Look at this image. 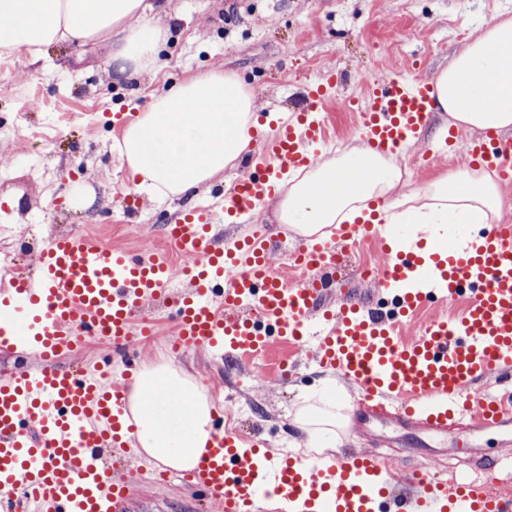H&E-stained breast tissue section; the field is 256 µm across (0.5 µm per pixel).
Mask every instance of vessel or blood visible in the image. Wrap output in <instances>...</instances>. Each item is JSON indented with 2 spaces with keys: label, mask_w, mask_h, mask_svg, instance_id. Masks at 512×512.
<instances>
[{
  "label": "vessel or blood",
  "mask_w": 512,
  "mask_h": 512,
  "mask_svg": "<svg viewBox=\"0 0 512 512\" xmlns=\"http://www.w3.org/2000/svg\"><path fill=\"white\" fill-rule=\"evenodd\" d=\"M336 88L326 72L301 111L261 133L257 172L240 177L224 197V217L244 222L277 196L284 179L312 164L329 138L321 114ZM359 134L370 148L397 151L416 141L432 120L429 79H376L351 100ZM470 161L512 185V137L493 133L465 145ZM215 214L194 209L169 225L168 240L188 265L177 286L166 262L131 254L98 237H50L35 255L33 274L0 289V352L29 361L0 372V512H123L136 446L128 384L107 364L63 367V358L98 341L119 349L157 333L154 306L176 318L184 348L211 358L265 353L273 342L311 345L320 363L358 392L354 425L389 418L428 435L460 423L474 431H512V400L477 388L478 380L512 371V225L495 224L472 248L406 247L384 224H341L335 234L304 242L290 256L298 275L275 269L274 242L263 234L219 246ZM376 241L386 259L373 280L393 297L383 313L347 300L336 311L323 299L336 274L338 245ZM455 306L419 333L403 327L432 303ZM474 467L496 473L512 455L487 458L469 450ZM388 459L363 449L318 467L298 454L244 445L215 421L208 451L186 472L220 512H263L262 490H273L280 512L305 501L310 512H512V495L477 481L409 473L396 491Z\"/></svg>",
  "instance_id": "obj_1"
}]
</instances>
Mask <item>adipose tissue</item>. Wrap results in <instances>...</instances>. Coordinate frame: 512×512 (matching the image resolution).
Instances as JSON below:
<instances>
[{"label":"adipose tissue","instance_id":"obj_1","mask_svg":"<svg viewBox=\"0 0 512 512\" xmlns=\"http://www.w3.org/2000/svg\"><path fill=\"white\" fill-rule=\"evenodd\" d=\"M179 19L172 0H0V48L40 54L68 42H105L113 77L132 79L155 69L165 33L157 14ZM438 111L455 125L479 131L512 130V17L497 15L466 43L435 80ZM254 98L243 80L213 70L168 86L128 123L118 146L136 193L168 198L190 195L235 165L258 124ZM403 172L372 149L355 147L336 159L292 175L276 208L278 223L300 236L353 222L378 205L391 224H410L411 241L467 247L468 226L488 224L502 195L483 169H464L423 185L393 191ZM137 443L177 469L197 466L211 428L210 405L192 380L156 367L130 383ZM342 403L332 385L305 395L293 423L312 448L341 446Z\"/></svg>","mask_w":512,"mask_h":512}]
</instances>
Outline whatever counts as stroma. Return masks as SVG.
I'll use <instances>...</instances> for the list:
<instances>
[{
	"instance_id": "stroma-1",
	"label": "stroma",
	"mask_w": 512,
	"mask_h": 512,
	"mask_svg": "<svg viewBox=\"0 0 512 512\" xmlns=\"http://www.w3.org/2000/svg\"><path fill=\"white\" fill-rule=\"evenodd\" d=\"M182 18L172 23L160 63L136 79L114 80L104 66L100 46L52 45L39 59L23 51L0 49V244L17 255L27 254L54 235L101 228L102 239L133 251L170 260L160 247L163 225L174 223L186 208L208 202L213 190H228L242 165L225 169L210 187L170 200L134 195L117 144L114 116L132 117L151 95L198 72L215 69L241 77L255 96L260 118L301 101L308 85L329 70L338 88L325 117L334 138L323 158L358 146L357 120L349 98L362 96L377 76L433 77L455 52L477 36L491 17L512 16V0H179ZM435 113L415 148L399 160L413 183L424 184L461 169L463 142L472 131L461 128L460 145L439 153L425 166L414 161L444 125ZM93 199L91 207L70 199L75 188ZM273 206L252 223L221 224L220 240H235L262 230L274 238L271 255L283 265L301 240L287 227H275ZM344 280L330 297L331 305L346 299L370 302L389 311V295L362 280L350 258H343ZM173 368L194 376L215 407L228 408L237 432L265 440L269 447L304 451L306 438L292 425L303 395L332 379L337 400L355 404L357 394L340 375L313 364L308 347L275 344L251 361L213 360L202 348L184 350ZM411 428L393 421L350 430L344 451L370 448L387 455L395 466L393 480L434 457L440 472L462 462L460 445L473 442L481 451H500V437L461 428L445 436L413 443ZM126 512H206L203 494L181 483L135 477Z\"/></svg>"
}]
</instances>
